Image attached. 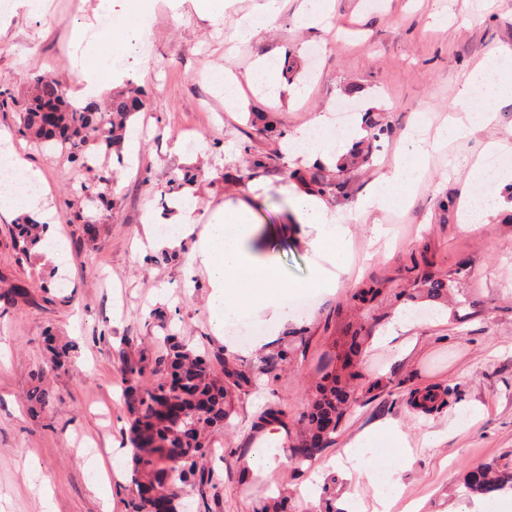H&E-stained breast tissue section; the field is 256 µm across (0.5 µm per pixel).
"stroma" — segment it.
Returning <instances> with one entry per match:
<instances>
[{
    "label": "stroma",
    "mask_w": 512,
    "mask_h": 512,
    "mask_svg": "<svg viewBox=\"0 0 512 512\" xmlns=\"http://www.w3.org/2000/svg\"><path fill=\"white\" fill-rule=\"evenodd\" d=\"M98 3L44 0L40 17L21 5L0 21V89L21 101L30 78L47 75L77 92L82 53L100 31ZM300 3L288 0L274 23L240 43L233 33L252 0H235L217 26L196 13L192 0H154L144 16L141 50L112 74L113 87L129 81L139 86L146 108L131 120L140 149L117 171L112 205L103 212L95 240L86 238L81 225L62 219L74 200L70 163L20 136L14 112L0 111V133L44 175L41 206L65 247L55 260L39 250L31 263H15L9 234L14 218L0 213V279L25 282L28 293L17 305L0 308V512H40V489L26 479L30 465L39 466L46 478L55 512H126L133 460L118 456L130 445L120 351L150 354L167 333L177 332L197 352L213 358L226 353L210 324L204 270L186 275L189 247L171 249L163 262L160 247L138 244L146 216L165 213L159 187L172 171H202L191 189L198 234L224 202L254 198L264 252L290 279L305 281L313 258L303 227L292 223L279 191L287 176L248 168L250 155L280 144L255 134L250 115L268 112L278 128L290 132L321 115L335 120L332 106L345 99L357 111L352 125H360V111L369 109L392 128L371 163L344 175L345 193L326 199L350 229L348 271L335 293L318 295L300 324H288V331L306 330L307 348L295 361L278 364L273 375L262 376L236 404L228 426L212 433L216 454L208 467L216 490L203 496L197 487L183 486L179 512H255L261 500L281 489L296 512L341 506L347 490L372 506L368 481L339 478L336 464L345 445L379 421L399 426L413 458L405 469L394 450L383 452L381 472L398 473L401 484L390 512H405L413 502L419 512H471L476 497L466 487L467 473L512 450V217L503 212L474 230L459 227L461 197L474 189L472 164L489 141L512 145V103L494 101L491 125L435 154L423 186L403 208L377 217L358 207L415 124L429 134L445 117L469 111L458 90L492 48L512 49V0H332L323 24L302 30L294 26ZM289 55L297 63L291 80L281 73ZM262 59L279 72V96H266L243 81ZM217 65L243 81L236 109L225 108L223 94L205 78ZM297 87L302 95L295 98L291 91ZM350 87L356 91L351 98L345 94ZM246 170L262 183L257 193L247 188ZM378 219L389 230L388 244L374 240ZM434 276L448 281L447 320L434 318L435 303H413L407 307L417 322L399 341L368 345L357 368L376 387L356 392L335 444L307 470L287 461L266 476L249 473L243 455L258 439L253 428L258 413L281 402L288 411L281 448L298 445L303 439L298 419L335 348L358 328L376 336L404 307L396 292ZM372 283L383 290L378 301L369 308L354 306L352 294ZM48 332L73 344L71 371L51 369L43 343ZM37 371L53 399L35 410L28 395ZM426 385L453 388L446 411L425 415L410 409L409 391ZM436 431L443 439L433 446L428 435ZM86 452L108 463L121 461L109 476L106 498L93 489L98 473L84 468ZM314 475L319 489L308 498L301 487Z\"/></svg>",
    "instance_id": "1"
}]
</instances>
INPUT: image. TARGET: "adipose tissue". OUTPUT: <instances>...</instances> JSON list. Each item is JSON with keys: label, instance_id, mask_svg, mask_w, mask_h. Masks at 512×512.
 <instances>
[{"label": "adipose tissue", "instance_id": "1", "mask_svg": "<svg viewBox=\"0 0 512 512\" xmlns=\"http://www.w3.org/2000/svg\"><path fill=\"white\" fill-rule=\"evenodd\" d=\"M151 6V0H127L126 8L114 15L112 26L104 31L98 42L85 55L86 72L83 77V98L100 96L112 77V60L128 56L136 49L140 18ZM500 49H492L483 62L465 78L458 94L469 99L483 95L493 99L512 100V72L497 67ZM491 121L488 110L467 113L465 120L448 119L438 128L434 142L414 136H406L396 150L391 173L376 179L364 208L388 209L401 207L422 180L433 146L465 137L472 129L488 126ZM362 136L360 127H327L325 117L287 135L284 150L301 146L308 158L333 166L348 152L352 144ZM0 156L8 158L12 177L24 187L21 198L0 195V211L28 214L32 220H40V202L44 195V177L14 150L9 137H0ZM290 200L296 223L306 226L307 246L319 264L313 265L305 282L291 281L274 257L259 253L256 243L261 226L253 208L247 201L225 202L212 214L204 233L193 245V253L208 274L211 292L208 308L216 335H223L226 326L243 319L256 309L269 312V335L277 333L288 323L300 321L301 315L289 304L291 295L303 291L331 292L336 288L332 270H345L350 258L348 227L326 203L311 193H299L284 188ZM196 202L192 196H184L175 206V214L169 220L172 231L165 237L155 233L156 220L146 217L143 234L149 244L162 243L172 248L182 246L191 234L195 223ZM406 445L404 434L394 423L378 422L365 429L344 449L345 460L341 468L345 477H364L374 489V498L386 507L398 497L397 480H382L378 469L372 465L380 449H401Z\"/></svg>", "mask_w": 512, "mask_h": 512}]
</instances>
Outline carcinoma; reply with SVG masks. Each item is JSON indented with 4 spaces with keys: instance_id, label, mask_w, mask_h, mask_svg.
<instances>
[{
    "instance_id": "obj_1",
    "label": "carcinoma",
    "mask_w": 512,
    "mask_h": 512,
    "mask_svg": "<svg viewBox=\"0 0 512 512\" xmlns=\"http://www.w3.org/2000/svg\"><path fill=\"white\" fill-rule=\"evenodd\" d=\"M31 96L19 108L17 132L29 139L55 148L74 163L80 171H99L95 183L80 182L73 190L80 200L74 215V223L83 225V233L93 240L97 236L99 212L112 205V157L123 160V140L131 118L145 110L146 100L141 90L129 87L112 93L109 102L103 104L94 98L85 101L67 96L62 83L47 77L36 76L31 80ZM251 125L259 135L281 139L284 132L277 129L265 112L252 113ZM367 139L359 142L336 165L342 173L370 161L376 149L375 143L391 135V128L373 113L364 118ZM280 164L288 178L300 188L318 195H325L341 188V184L329 178L323 167L315 171L290 169L284 156L269 154L252 159L255 169L268 164ZM9 233L13 242L15 261L23 264L31 260V249L38 245L44 234V225L26 217L11 225ZM422 298L430 301L448 297V285L443 279L428 278L419 289ZM25 297L16 284L0 286V303L10 307ZM367 337L353 336L342 354L339 371H327L311 392L301 424L308 433L297 448L290 449L297 468L312 463L318 452L336 442L346 417L354 406L349 395L361 387H373L362 375L349 371V367L363 351ZM307 339H290L276 354V359L286 363L297 358ZM47 350L52 366L66 370L71 366L72 346L47 337ZM221 370H216V367ZM273 371L269 362L244 369L233 359L226 357L217 362L205 354H197L180 336H167L164 347L153 355L130 354L120 356V372L125 381L127 407L130 415L131 444L137 449L129 512H148L143 498L147 484L166 483L169 472L175 478L193 482L205 489L209 482L204 462L212 454L208 434L229 423L232 402L250 394L256 380ZM35 385L29 392L31 403L44 406L50 401V393L42 385L43 374L32 375ZM179 383L180 391L174 398L181 416L174 417L167 411L170 390L168 383ZM414 404L425 412L438 410L443 400L437 390L425 388L413 393ZM288 425L287 415L278 404L268 405L257 418L259 427L268 424ZM470 491L487 496L512 489V464L495 462L484 465L467 477Z\"/></svg>"
}]
</instances>
